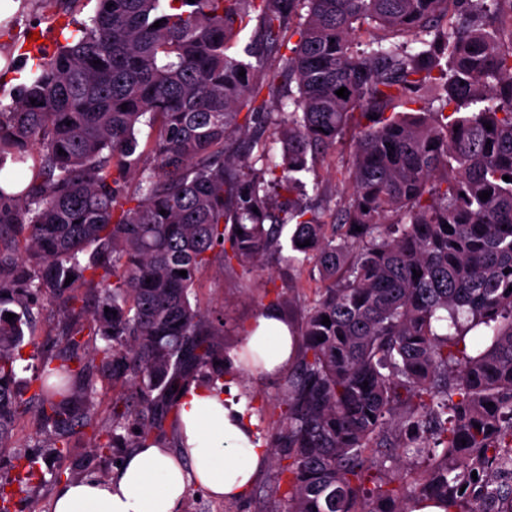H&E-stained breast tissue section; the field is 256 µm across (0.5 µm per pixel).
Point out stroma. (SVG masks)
I'll list each match as a JSON object with an SVG mask.
<instances>
[{"label": "stroma", "mask_w": 512, "mask_h": 512, "mask_svg": "<svg viewBox=\"0 0 512 512\" xmlns=\"http://www.w3.org/2000/svg\"><path fill=\"white\" fill-rule=\"evenodd\" d=\"M10 30L0 33V55L10 50L14 40L28 37L30 31H39L45 46L54 47L57 20L48 12L19 13L10 11ZM352 148L349 138L337 140L332 150L318 154L313 171L303 177L308 199L322 212L324 218H332L340 198L347 196L351 188L345 179L352 165ZM322 283L317 270L306 267L296 269L276 258H267L262 266L243 273L241 268L225 269L212 265L205 269L196 286V298L200 305L215 310L224 318V343L228 350L239 351L244 345L242 326L261 312L263 303L283 299L282 310L289 321L299 323L303 306L312 299ZM279 378L266 377L252 371L242 375L237 382V402L250 405L258 416L257 431L260 438H268L279 412ZM37 423L33 417H25L14 427L10 447L0 448V482L14 478V465L18 455H31L38 460L51 459L52 450L36 435ZM69 456L59 465L73 478L94 476L106 479L115 472L119 461L126 455L125 449L108 448L102 452L90 451L88 440L82 436L72 439ZM281 462L280 455H272L250 491L246 500L230 504L202 495L199 488L190 487L184 504V512H279L282 503L272 490L273 477Z\"/></svg>", "instance_id": "35a3bbf8"}]
</instances>
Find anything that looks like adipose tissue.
Here are the masks:
<instances>
[{
    "label": "adipose tissue",
    "mask_w": 512,
    "mask_h": 512,
    "mask_svg": "<svg viewBox=\"0 0 512 512\" xmlns=\"http://www.w3.org/2000/svg\"><path fill=\"white\" fill-rule=\"evenodd\" d=\"M295 338L279 311L269 309L246 328L245 347L262 374L288 367ZM241 354L232 352L223 380L190 387L178 406L179 443L132 450L112 477L62 481L52 512H182L189 486L217 500L250 492L269 455L256 419L235 402L229 380L241 376Z\"/></svg>",
    "instance_id": "1"
}]
</instances>
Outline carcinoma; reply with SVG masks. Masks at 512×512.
Wrapping results in <instances>:
<instances>
[{"label": "carcinoma", "instance_id": "1", "mask_svg": "<svg viewBox=\"0 0 512 512\" xmlns=\"http://www.w3.org/2000/svg\"><path fill=\"white\" fill-rule=\"evenodd\" d=\"M80 2L22 0L60 7L62 40L23 49L0 100V447L29 414L57 459L88 430L96 451L177 438L180 394L223 378L227 355L220 316L191 303L199 274L281 254L286 230L284 261L322 280L267 442L289 460L287 512H512V0H96L86 21ZM254 20L270 70L230 52ZM361 21L411 40L360 55ZM279 77L290 112L268 111ZM357 112L352 193L327 224L301 176ZM36 300L63 319L27 356ZM102 376L119 388L108 426ZM396 448L418 465L387 487L375 471ZM15 468L20 488L62 475Z\"/></svg>", "mask_w": 512, "mask_h": 512}]
</instances>
